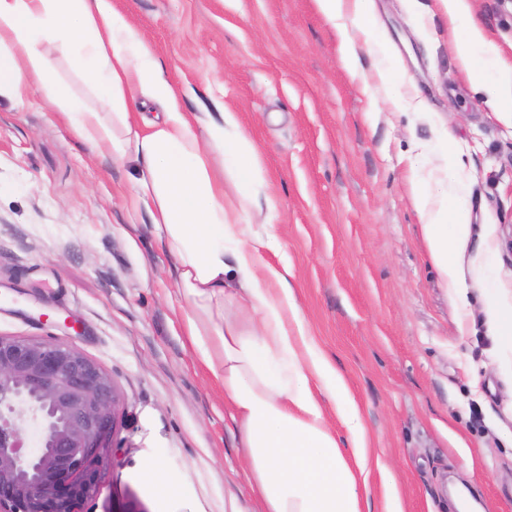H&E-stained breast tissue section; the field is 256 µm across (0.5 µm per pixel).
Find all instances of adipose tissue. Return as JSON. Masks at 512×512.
<instances>
[{
  "label": "adipose tissue",
  "instance_id": "obj_1",
  "mask_svg": "<svg viewBox=\"0 0 512 512\" xmlns=\"http://www.w3.org/2000/svg\"><path fill=\"white\" fill-rule=\"evenodd\" d=\"M369 0H316L336 30L343 65L356 69L351 28H365ZM449 33L467 27L457 60L491 111L512 114V51L471 18L470 0H437ZM58 51L112 109L111 119L76 99L53 72L41 47ZM38 86L86 143L137 163L130 186L134 209L145 210L175 259L176 285L188 308L185 334L198 360L224 388L239 425L249 481L264 512H377L368 487L369 443L344 376L308 334L288 264L262 261L255 223V185L265 179L258 150L234 112L201 125L180 110L172 84L150 46L112 0H0V95L23 100ZM162 101L149 118L133 112L137 96ZM233 163L235 202L213 176ZM414 203L429 253L448 288L459 285L457 255L470 234L464 206L433 209L421 188ZM335 412L346 435L331 429Z\"/></svg>",
  "mask_w": 512,
  "mask_h": 512
}]
</instances>
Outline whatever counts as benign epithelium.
I'll list each match as a JSON object with an SVG mask.
<instances>
[{
  "label": "benign epithelium",
  "instance_id": "benign-epithelium-1",
  "mask_svg": "<svg viewBox=\"0 0 512 512\" xmlns=\"http://www.w3.org/2000/svg\"><path fill=\"white\" fill-rule=\"evenodd\" d=\"M120 404L112 379L79 351L0 336V512H88ZM32 421L34 455L24 446Z\"/></svg>",
  "mask_w": 512,
  "mask_h": 512
}]
</instances>
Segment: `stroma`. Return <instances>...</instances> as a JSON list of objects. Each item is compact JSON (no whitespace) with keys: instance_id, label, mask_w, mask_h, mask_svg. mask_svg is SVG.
Here are the masks:
<instances>
[{"instance_id":"obj_1","label":"stroma","mask_w":512,"mask_h":512,"mask_svg":"<svg viewBox=\"0 0 512 512\" xmlns=\"http://www.w3.org/2000/svg\"><path fill=\"white\" fill-rule=\"evenodd\" d=\"M152 47L186 112H235L259 149L310 336L346 379L402 512H512V349L489 303L512 305V115L460 70L436 0H370L346 70L315 0H112ZM512 44V0H471ZM389 70L379 84L378 68ZM446 203L461 183L471 236L451 293L412 202L410 168ZM132 159L92 150L39 88L0 96V336L53 339L122 397L89 512H262L238 425L185 334L175 260L129 203ZM497 283L481 293L484 269ZM156 466L162 481L146 476ZM175 492L165 489L166 483Z\"/></svg>"}]
</instances>
